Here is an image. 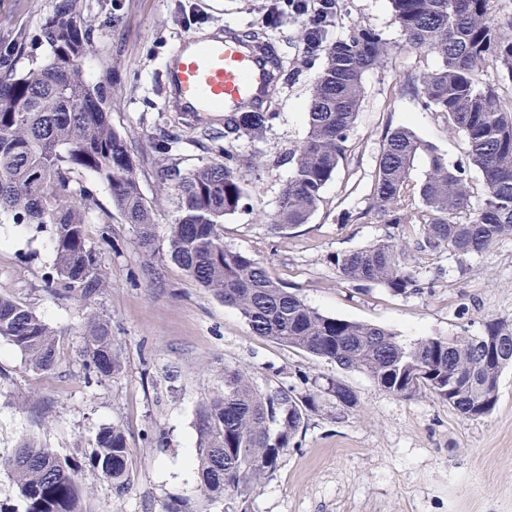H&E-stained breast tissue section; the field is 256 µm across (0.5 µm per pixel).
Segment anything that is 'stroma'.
<instances>
[{
	"mask_svg": "<svg viewBox=\"0 0 512 512\" xmlns=\"http://www.w3.org/2000/svg\"><path fill=\"white\" fill-rule=\"evenodd\" d=\"M270 0H83L92 48L82 67L102 86L113 128L127 141L144 198L155 210L158 247L176 218L157 177L156 140L179 141L168 163L188 170L230 155L239 160L248 194L222 226L228 247L259 259L310 307L340 319L379 325L407 344L425 337L481 334L492 319L512 322V235L486 252L411 253L420 291L397 295L342 280L334 256L386 239L411 241L417 225L387 223L370 208L373 176L385 132L411 127L449 163L465 164L462 135L425 109L408 79L433 69L436 58L403 44L389 0H338L328 41L354 26L375 30L391 45L384 66L364 76L366 97L350 155L321 194L308 223L281 232L269 226L291 176L286 156L307 129L309 88L324 51L303 53L297 26L267 29ZM52 0H0V75L44 58L39 26ZM246 32L267 29L292 74L270 104L278 117L260 140H224V115L191 125L165 111L162 72L183 37H204L225 22ZM108 286L94 300L50 291L54 264L49 232H35L0 215V294L29 306L56 332L60 357L48 373L32 371L24 355L0 342V456L28 436L82 459L100 428L120 425L130 448L132 487L123 497L92 468L81 481L90 494L84 512H160L172 495L193 494L197 474L195 414L224 385L225 365L245 367L262 388L284 386L314 395L315 406L273 474L250 497L248 512H512V367L499 380L492 412L460 416L425 393L404 398L379 389L365 374L339 368L255 335L234 309L187 277L174 263L150 257L120 215L87 227ZM161 269L153 283L148 267ZM110 320L124 362L121 373L87 381L84 322ZM347 384L357 406L345 410L322 392L326 379Z\"/></svg>",
	"mask_w": 512,
	"mask_h": 512,
	"instance_id": "1",
	"label": "stroma"
}]
</instances>
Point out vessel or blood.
I'll return each instance as SVG.
<instances>
[{
  "instance_id": "1",
  "label": "vessel or blood",
  "mask_w": 512,
  "mask_h": 512,
  "mask_svg": "<svg viewBox=\"0 0 512 512\" xmlns=\"http://www.w3.org/2000/svg\"><path fill=\"white\" fill-rule=\"evenodd\" d=\"M270 49L250 45L233 28L207 39L188 36L165 66L166 110L198 121L210 112L266 110L277 85Z\"/></svg>"
}]
</instances>
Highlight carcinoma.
Listing matches in <instances>:
<instances>
[{
	"instance_id": "carcinoma-1",
	"label": "carcinoma",
	"mask_w": 512,
	"mask_h": 512,
	"mask_svg": "<svg viewBox=\"0 0 512 512\" xmlns=\"http://www.w3.org/2000/svg\"><path fill=\"white\" fill-rule=\"evenodd\" d=\"M392 18L406 46L437 59L434 69L411 77L421 104L441 114L465 141L468 163L483 175L486 195L470 200L465 168L408 126L388 129L373 178L370 208L390 224H421L419 253L448 250L460 255L488 250L512 235V106L504 107L495 84L479 85L475 72L491 63L512 81V20H500L492 0H390ZM48 46L44 59L22 73L0 77V214L14 223L48 227L55 262L52 285L89 301L104 287L97 252L87 244L86 226L108 224L112 215L92 217L95 202L79 196L71 174L87 172L110 191L112 206L132 225L140 248L156 252L154 218L144 198L127 142L112 128L103 91L82 69L89 36L81 0L53 5L41 25ZM391 50L374 30L356 26L326 49L307 112V132L290 152L292 174L282 188L271 224L276 229L308 223L321 193L347 158L364 99V74L382 67ZM276 112L224 116V139H261ZM428 161L424 180L410 181L414 160ZM158 176L176 202L165 255L186 276L235 309L252 332L366 374L383 391L412 397L423 391L448 402L461 416L478 419L498 402L499 378L512 366V324L492 320L490 330L504 348L497 363H481L475 336L426 337L406 345L392 332L369 323L327 316L306 305L288 284L273 279L259 260L224 245V218L247 196L241 169L215 161L188 171L159 159ZM421 203L414 220L413 202ZM332 262L354 285L375 284L397 295L421 290L406 247L395 239ZM87 378L103 380L122 368L109 320L85 321ZM0 340L21 351L29 368L51 371L58 358L55 330L22 302L0 295ZM460 375L448 396V375ZM327 392L353 409L350 387L333 379ZM312 396L278 387L261 389L246 371L224 366V391L205 398L196 412L197 485L192 496H176L162 512H206L221 502L224 512H246L247 496L277 467L304 422ZM129 448L124 431L104 427L87 462L61 459L54 449L24 439L0 456L11 475L23 512H83L80 474L89 465L122 496L130 489Z\"/></svg>"
}]
</instances>
